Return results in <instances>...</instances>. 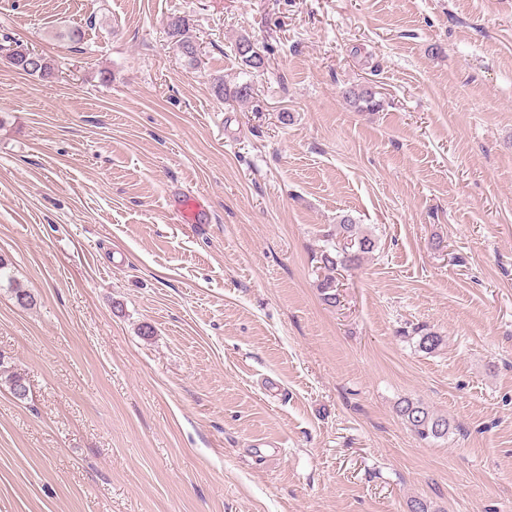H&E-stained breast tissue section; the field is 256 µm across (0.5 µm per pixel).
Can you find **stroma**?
<instances>
[{"label":"stroma","mask_w":512,"mask_h":512,"mask_svg":"<svg viewBox=\"0 0 512 512\" xmlns=\"http://www.w3.org/2000/svg\"><path fill=\"white\" fill-rule=\"evenodd\" d=\"M0 256V512H512V0H0ZM167 34L174 40V43L181 50V53L189 58L194 59L196 56V45L189 35V29L184 19L180 17H172L168 20ZM13 64L19 70L23 71L28 75H37L41 78H48L54 74V64L50 59L40 54L38 57V61L34 64L27 63L24 59V53H17L12 57ZM336 235H341L343 243L326 247L320 254V261L325 269L334 270L338 264L344 266L355 264L365 255L372 254L377 248L378 240L372 232L361 230L359 225L353 224L347 216L337 224ZM3 377L5 385L16 400L24 401L28 398L29 388L24 377L8 370L4 366V359L0 358V383H2ZM396 412L421 439H441L448 435V418L435 414L419 401L404 398L396 404Z\"/></svg>","instance_id":"stroma-1"}]
</instances>
